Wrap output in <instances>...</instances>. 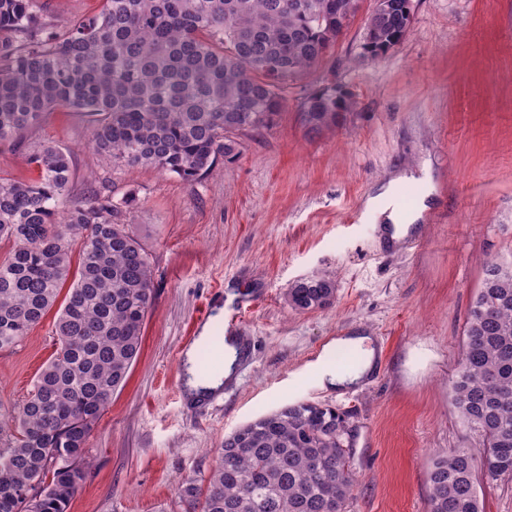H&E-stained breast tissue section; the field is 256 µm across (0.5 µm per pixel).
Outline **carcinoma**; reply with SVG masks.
Returning <instances> with one entry per match:
<instances>
[{"instance_id":"obj_1","label":"carcinoma","mask_w":512,"mask_h":512,"mask_svg":"<svg viewBox=\"0 0 512 512\" xmlns=\"http://www.w3.org/2000/svg\"><path fill=\"white\" fill-rule=\"evenodd\" d=\"M57 29L36 0H0V140L22 141L41 117L69 108L93 118L88 148L128 168L188 184L237 155L236 136L269 126L288 84L326 57L363 0H101ZM370 5L357 59L407 37L405 0ZM354 106L332 85L308 94V131ZM37 177H0V350L13 348L57 305L58 349L17 408L0 404V512H67L87 473L86 448L141 346L153 302L149 254L126 224L130 199L70 195L69 152L26 148ZM328 277L288 288L299 312L324 308ZM477 448L436 456L429 512H483L479 477H512V262L488 261L452 382ZM345 418L299 401L224 437L205 478L178 487L185 512H347L355 486Z\"/></svg>"}]
</instances>
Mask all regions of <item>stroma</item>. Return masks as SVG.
<instances>
[{
	"instance_id": "stroma-1",
	"label": "stroma",
	"mask_w": 512,
	"mask_h": 512,
	"mask_svg": "<svg viewBox=\"0 0 512 512\" xmlns=\"http://www.w3.org/2000/svg\"><path fill=\"white\" fill-rule=\"evenodd\" d=\"M364 18L288 89L270 127L238 137L239 155L198 184L153 168L109 164L86 146L85 114L58 108L29 132L71 154L69 192L128 197L127 222L147 247L154 298L123 388L87 447L91 466L67 512H181L177 487L204 477L225 436L297 400L347 421L357 477L348 512H428L426 474L453 448L478 446L451 381L487 261H512V0H414L408 38L356 62ZM349 89L351 112L308 133L305 93ZM424 179L417 247L382 244L371 199ZM332 277L333 304L292 310L297 280ZM242 303L248 360L198 412L184 357L207 302ZM56 311L0 352V403L22 404L56 351ZM371 337L376 368L343 392L320 365Z\"/></svg>"
}]
</instances>
